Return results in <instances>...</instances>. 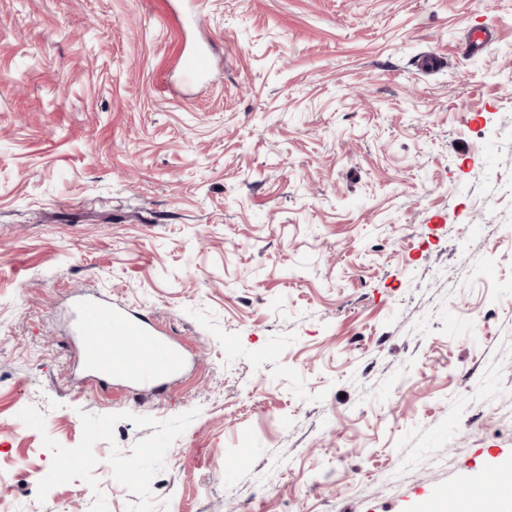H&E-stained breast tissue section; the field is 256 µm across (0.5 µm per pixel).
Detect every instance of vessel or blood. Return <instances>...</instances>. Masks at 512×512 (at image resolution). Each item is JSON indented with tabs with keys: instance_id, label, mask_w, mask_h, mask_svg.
I'll return each instance as SVG.
<instances>
[{
	"instance_id": "vessel-or-blood-1",
	"label": "vessel or blood",
	"mask_w": 512,
	"mask_h": 512,
	"mask_svg": "<svg viewBox=\"0 0 512 512\" xmlns=\"http://www.w3.org/2000/svg\"><path fill=\"white\" fill-rule=\"evenodd\" d=\"M494 43L489 28H472L462 47L463 54L473 55L491 50ZM178 65L193 76H204L211 60L206 51L186 50ZM73 340L79 346L83 368L101 380H124L135 386L156 390L181 368L183 352L180 343L160 332L154 324L141 316L131 315L123 308L113 306L111 300L86 294L74 310ZM140 349L144 357L131 362L129 349ZM512 497V484L500 482H459L435 492V501L477 504L484 501Z\"/></svg>"
}]
</instances>
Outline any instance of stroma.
Listing matches in <instances>:
<instances>
[{
	"instance_id": "obj_1",
	"label": "stroma",
	"mask_w": 512,
	"mask_h": 512,
	"mask_svg": "<svg viewBox=\"0 0 512 512\" xmlns=\"http://www.w3.org/2000/svg\"><path fill=\"white\" fill-rule=\"evenodd\" d=\"M195 2L0 0V512H432L512 462V0ZM493 44L494 39L490 29L486 26H477L469 31L468 37L462 46V54L486 53L491 50ZM184 71L195 77L204 76L210 69V55L204 50H183L177 60ZM73 340L79 345L83 368L103 381L124 380L157 390L181 368L180 343L154 324L133 316L100 295L85 294L77 302ZM138 347L143 359L134 364L129 349ZM106 348L112 352L105 353Z\"/></svg>"
}]
</instances>
